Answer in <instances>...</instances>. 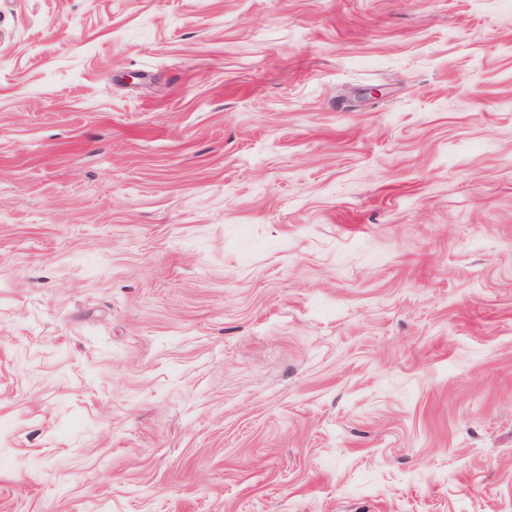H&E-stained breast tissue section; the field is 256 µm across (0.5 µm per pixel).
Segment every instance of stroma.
Listing matches in <instances>:
<instances>
[{
  "label": "stroma",
  "instance_id": "35a3bbf8",
  "mask_svg": "<svg viewBox=\"0 0 512 512\" xmlns=\"http://www.w3.org/2000/svg\"><path fill=\"white\" fill-rule=\"evenodd\" d=\"M0 512H512V0H0Z\"/></svg>",
  "mask_w": 512,
  "mask_h": 512
}]
</instances>
